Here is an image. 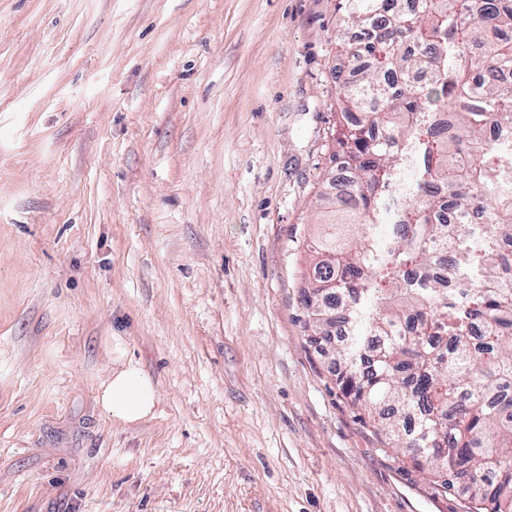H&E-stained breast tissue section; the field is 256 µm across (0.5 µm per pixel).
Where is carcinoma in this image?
Returning a JSON list of instances; mask_svg holds the SVG:
<instances>
[{"instance_id":"1","label":"carcinoma","mask_w":512,"mask_h":512,"mask_svg":"<svg viewBox=\"0 0 512 512\" xmlns=\"http://www.w3.org/2000/svg\"><path fill=\"white\" fill-rule=\"evenodd\" d=\"M360 28L345 46L334 142L351 191L307 248L303 327L330 336L341 295L352 333L335 384L373 433L467 512H512V0H336ZM360 113L353 122L350 114ZM406 182L392 211L384 194Z\"/></svg>"}]
</instances>
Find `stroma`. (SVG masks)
<instances>
[{
	"label": "stroma",
	"instance_id": "obj_1",
	"mask_svg": "<svg viewBox=\"0 0 512 512\" xmlns=\"http://www.w3.org/2000/svg\"><path fill=\"white\" fill-rule=\"evenodd\" d=\"M334 5L0 0V512H464L302 329ZM156 390L133 364L115 373L100 390V403L112 420L131 424L153 413Z\"/></svg>",
	"mask_w": 512,
	"mask_h": 512
}]
</instances>
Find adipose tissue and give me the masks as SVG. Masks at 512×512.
I'll list each match as a JSON object with an SVG mask.
<instances>
[{"label": "adipose tissue", "mask_w": 512, "mask_h": 512, "mask_svg": "<svg viewBox=\"0 0 512 512\" xmlns=\"http://www.w3.org/2000/svg\"><path fill=\"white\" fill-rule=\"evenodd\" d=\"M100 403L109 418L131 424L152 414L156 390L142 371L131 364L102 387Z\"/></svg>", "instance_id": "1"}]
</instances>
